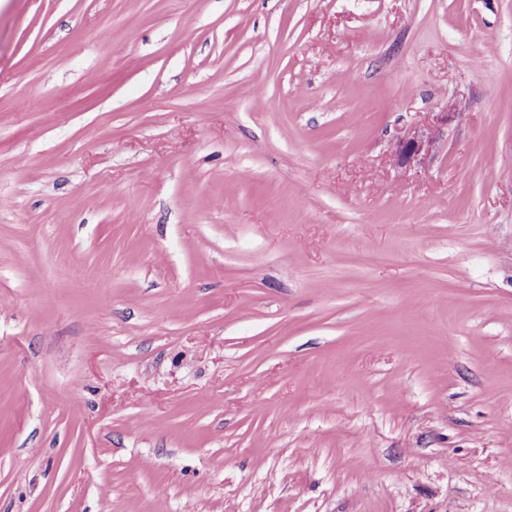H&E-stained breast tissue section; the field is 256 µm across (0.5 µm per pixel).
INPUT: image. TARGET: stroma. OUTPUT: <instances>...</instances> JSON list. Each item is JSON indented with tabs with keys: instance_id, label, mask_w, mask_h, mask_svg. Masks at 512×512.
Returning <instances> with one entry per match:
<instances>
[{
	"instance_id": "35a3bbf8",
	"label": "stroma",
	"mask_w": 512,
	"mask_h": 512,
	"mask_svg": "<svg viewBox=\"0 0 512 512\" xmlns=\"http://www.w3.org/2000/svg\"><path fill=\"white\" fill-rule=\"evenodd\" d=\"M0 512H512V0H0ZM455 104H446L440 112H431L421 122L406 128L390 145L394 167L406 174L423 168L440 151V144L448 134V126L456 118Z\"/></svg>"
}]
</instances>
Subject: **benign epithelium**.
I'll use <instances>...</instances> for the list:
<instances>
[{"mask_svg":"<svg viewBox=\"0 0 512 512\" xmlns=\"http://www.w3.org/2000/svg\"><path fill=\"white\" fill-rule=\"evenodd\" d=\"M455 104L449 103L440 111L432 112L421 122L406 128L390 145L394 167L406 174L426 165L440 151V144L448 134V126L456 118Z\"/></svg>","mask_w":512,"mask_h":512,"instance_id":"benign-epithelium-1","label":"benign epithelium"}]
</instances>
